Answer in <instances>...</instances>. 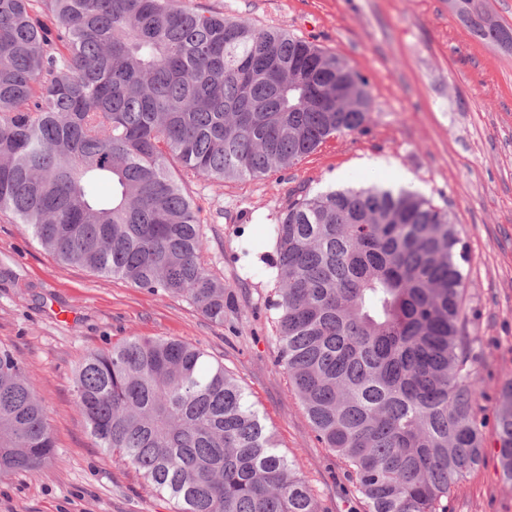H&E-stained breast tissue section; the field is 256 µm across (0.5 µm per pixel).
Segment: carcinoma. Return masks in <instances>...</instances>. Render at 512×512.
<instances>
[{
	"mask_svg": "<svg viewBox=\"0 0 512 512\" xmlns=\"http://www.w3.org/2000/svg\"><path fill=\"white\" fill-rule=\"evenodd\" d=\"M469 32L512 52V24L458 0ZM190 0H0V215L60 260L182 297L224 323L182 184L254 180L363 129L367 79L336 108V55ZM110 184L108 196L96 185ZM278 363L368 512H448L482 463L463 336L465 243L415 190L306 193L267 226ZM97 447L173 512H321L224 365L131 336L74 373ZM512 483V381L495 413ZM53 437L20 361L0 349V475H38Z\"/></svg>",
	"mask_w": 512,
	"mask_h": 512,
	"instance_id": "cac0c4a2",
	"label": "carcinoma"
}]
</instances>
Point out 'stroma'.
<instances>
[{"mask_svg":"<svg viewBox=\"0 0 512 512\" xmlns=\"http://www.w3.org/2000/svg\"><path fill=\"white\" fill-rule=\"evenodd\" d=\"M192 2L342 57L369 82L370 120L262 179L187 183L205 264L232 295L220 325L185 299L60 262L25 225L0 215V348L31 378L55 442L38 476H0V512H172L125 461L97 448L76 405L73 372L82 357L134 335L178 339L223 363L321 512H366L276 362L264 228L293 192L376 179L448 206L468 251L464 312L488 425L484 460L453 487L448 512H512L492 423L512 379V54L470 35L448 0Z\"/></svg>","mask_w":512,"mask_h":512,"instance_id":"stroma-1","label":"stroma"}]
</instances>
